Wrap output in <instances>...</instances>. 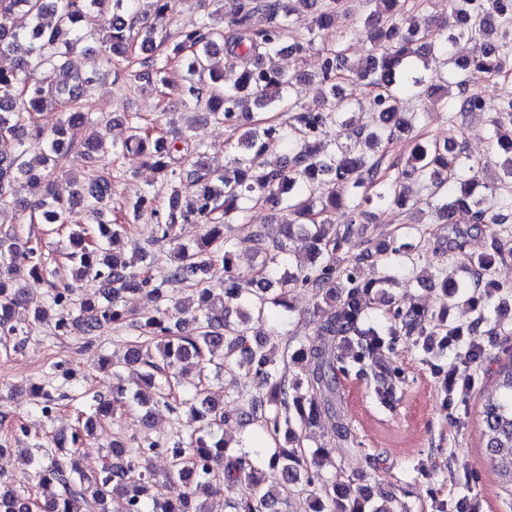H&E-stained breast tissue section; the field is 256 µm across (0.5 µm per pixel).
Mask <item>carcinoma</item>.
<instances>
[{"label": "carcinoma", "instance_id": "carcinoma-1", "mask_svg": "<svg viewBox=\"0 0 512 512\" xmlns=\"http://www.w3.org/2000/svg\"><path fill=\"white\" fill-rule=\"evenodd\" d=\"M317 0H238L235 15L226 23L209 13L195 28L182 32L164 60L143 58L135 77L147 85L176 91L183 108L203 105L212 118L237 134L238 152L224 172L210 170L200 143L180 136L169 140L154 135L136 117H127V135L116 143L91 119L94 77L74 68L70 56L82 48L81 22L91 11L105 18L107 34L101 47L102 65L110 69L128 60L135 48L156 43L155 23L136 28L126 18L138 14L139 0H0V53L29 41L28 56L9 70L0 69V214L11 207L29 214L33 224L69 228V248L61 253L72 266L75 282L55 287L48 301L37 302L20 283L21 276L41 279L48 273L49 254L30 233L0 232V336L21 331L27 311L41 321L53 311L55 329L88 336L107 325L127 324L135 337L127 342L126 366L139 365L142 384L162 399L183 407L191 427L186 436L166 447L146 440L129 448L115 440L103 455L100 468L81 471L76 459L84 451L89 423H102L126 406L123 387L99 399L90 416L69 433L53 437L61 456L41 461L37 452L19 448L28 484L0 474V512H108L115 497L125 512H210L192 499L232 491L233 512H270L276 488L293 486L302 512H406L395 498L375 505L367 490L352 492L340 476L324 478L307 466L302 449L305 432L323 415H336L340 376L356 367L366 375L378 403L388 408L405 376L379 370L383 351L402 336L427 349L432 337L448 347L462 335L437 316L412 303L390 311V325L371 324L368 310L385 289L401 285V272L411 246L397 239L388 243L364 237L369 209L392 206L403 210L413 224H440L434 252L464 255L468 239L483 232L490 250L465 255L463 276L438 270L437 286L451 303L459 300L489 305L512 284L495 279L496 265L512 260V248L500 234L512 230V200L496 198V187L484 182L489 162L463 155L455 136L442 140L412 137L408 148L389 157L383 144L414 131L420 116L403 107V99L431 107L444 104L439 91L453 86L452 124L458 116L484 112L483 99L469 91L468 74L499 76L512 70V0H448V14L437 11L434 0L427 23L415 21L407 0H358L367 55L354 64L341 50L325 49L316 84L321 107L293 117V122L270 123L259 112L290 111L300 91L302 74H290L267 64L282 51L291 26L306 20ZM341 0H322L312 17V30L336 26ZM475 42L472 56L455 63L463 76L451 84L442 72L426 74L429 57L444 54L448 42ZM222 44L224 66L214 61L212 47ZM186 63L187 76L178 84L169 72L173 62ZM354 76L372 89L364 122L345 101L343 83ZM491 142L504 155L502 178L512 181V99L499 102L491 119ZM299 139L304 147L288 166L271 167L260 157L276 146ZM81 148L86 170L77 194L94 216V225L71 223V207L50 191L37 198L22 195L24 188L49 185L51 175L72 149ZM136 152L169 187L167 203L158 209L148 190L136 193L135 215L156 219L157 242L172 246L169 268L161 278L152 274L150 253L132 243L129 225L104 219L111 209L115 177L105 160ZM430 192L426 211L409 206V184ZM264 205L277 214V225L257 224L247 239L260 261L249 276L235 268L232 221L251 206ZM470 213L461 226L455 214ZM202 220L205 232L184 242L177 229ZM305 252L309 263L291 269V256ZM386 264L389 273L369 278L365 269ZM96 282L100 292L82 297L76 282ZM191 283V294L176 311L181 322L194 326L184 332L170 324L168 310L130 317L122 307L123 294L149 290L163 298L164 288ZM309 289L316 307L310 323L313 339L288 340L283 355L300 372H278L273 351L260 338V326L279 309L293 310L294 288ZM480 323L468 328L472 336L460 354L464 367L481 362L484 348L476 339ZM242 368L246 380L259 382L261 391H237L227 401L201 387L178 398L179 377L194 371L200 377L221 373L224 364ZM494 393L479 411L485 465L496 475L512 512V355L498 361L492 373ZM241 429L258 428L272 447L254 453L232 452L217 430L227 422ZM166 449L172 462L159 482L149 468L150 456ZM161 486L152 499L151 486Z\"/></svg>", "mask_w": 512, "mask_h": 512}]
</instances>
